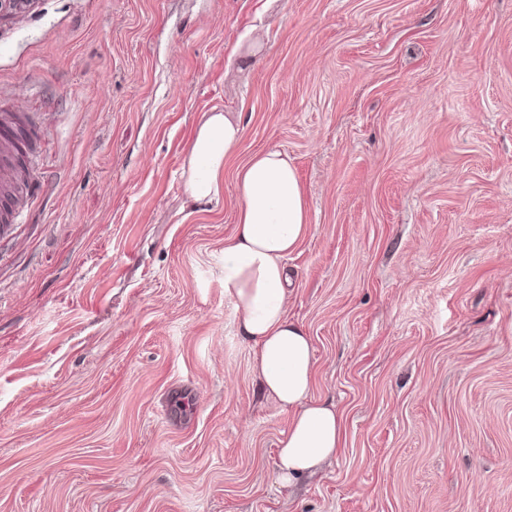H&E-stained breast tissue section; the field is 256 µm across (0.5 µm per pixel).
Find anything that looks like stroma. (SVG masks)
Returning <instances> with one entry per match:
<instances>
[{
  "label": "stroma",
  "instance_id": "stroma-1",
  "mask_svg": "<svg viewBox=\"0 0 512 512\" xmlns=\"http://www.w3.org/2000/svg\"><path fill=\"white\" fill-rule=\"evenodd\" d=\"M240 120L224 194L182 166ZM39 129L0 232V512H512V0H28L0 113ZM287 153L286 264L334 458L224 296L235 174ZM242 136L241 123L216 108L197 128L182 172L184 193L193 205H209L222 197L224 160L238 150Z\"/></svg>",
  "mask_w": 512,
  "mask_h": 512
}]
</instances>
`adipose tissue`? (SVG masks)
<instances>
[{"instance_id":"adipose-tissue-1","label":"adipose tissue","mask_w":512,"mask_h":512,"mask_svg":"<svg viewBox=\"0 0 512 512\" xmlns=\"http://www.w3.org/2000/svg\"><path fill=\"white\" fill-rule=\"evenodd\" d=\"M243 128L224 111L209 112L197 128L183 168V188L197 206L224 193V161L242 141ZM237 228L224 241V296L238 316L240 334L252 345V365L264 391L292 417L279 442L284 482L335 456L341 416L310 396L313 352L309 337L286 311L285 258L308 231L303 192L287 154L256 153L237 172Z\"/></svg>"}]
</instances>
